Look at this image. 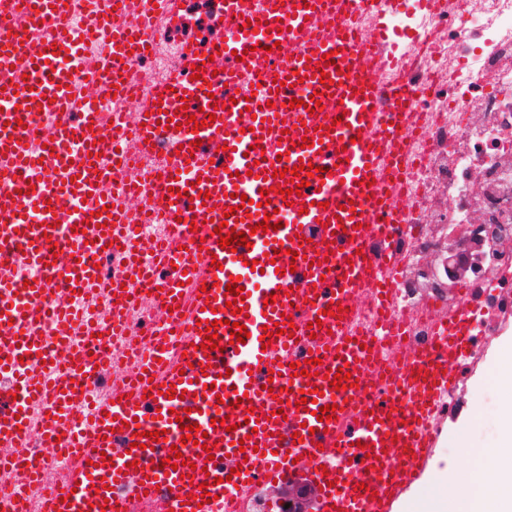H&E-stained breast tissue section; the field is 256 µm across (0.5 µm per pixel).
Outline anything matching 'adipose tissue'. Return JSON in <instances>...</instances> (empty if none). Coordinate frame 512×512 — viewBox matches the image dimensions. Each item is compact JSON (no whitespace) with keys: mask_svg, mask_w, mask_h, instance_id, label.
Returning a JSON list of instances; mask_svg holds the SVG:
<instances>
[{"mask_svg":"<svg viewBox=\"0 0 512 512\" xmlns=\"http://www.w3.org/2000/svg\"><path fill=\"white\" fill-rule=\"evenodd\" d=\"M502 430L500 462L475 472L448 465L436 477L429 512H512V406L504 412Z\"/></svg>","mask_w":512,"mask_h":512,"instance_id":"1","label":"adipose tissue"}]
</instances>
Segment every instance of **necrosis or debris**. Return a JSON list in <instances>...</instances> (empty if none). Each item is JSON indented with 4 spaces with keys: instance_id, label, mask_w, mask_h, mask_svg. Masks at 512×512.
<instances>
[{
    "instance_id": "obj_1",
    "label": "necrosis or debris",
    "mask_w": 512,
    "mask_h": 512,
    "mask_svg": "<svg viewBox=\"0 0 512 512\" xmlns=\"http://www.w3.org/2000/svg\"><path fill=\"white\" fill-rule=\"evenodd\" d=\"M181 9L157 18L149 57L133 58L125 75L141 98L152 95L158 82L173 76L185 55L233 38L235 31L217 18L220 0H181ZM375 12L387 20L386 51L370 71L379 85L408 79L421 89L417 101L403 118L397 160L402 177L383 184L386 202L406 213L408 222L398 244L395 268H382L394 282L390 312L405 326L403 340L379 334L372 288H364L366 303L356 309L352 331L373 342L367 388H382L380 374L396 351L411 355L432 344L437 322L467 305L470 314V349L458 359L463 369L477 366L488 349L489 337L512 327V0H374ZM129 103L115 99L99 104L104 120L116 121L128 131L127 148L133 157L117 187L141 188L140 209L133 217V245L143 259L169 238L172 229L164 203L148 188L165 156L141 158L132 131L136 115ZM495 226L496 239L481 250L470 247L471 238L484 226ZM467 253L470 275L452 283L443 266L432 259L447 256L449 245ZM78 318L66 341L57 343L55 368L45 369L34 359L20 370L44 378L49 387L71 388L73 398L62 411L69 428L90 430L92 406L125 391L151 346L150 331L160 325L159 312L147 293L124 309L122 333L101 342L89 328L107 322L116 304L111 295L89 290L72 295ZM105 355L112 371L92 382L70 381L66 367L75 350ZM0 451L13 462L0 469V512H49L43 498H22L19 487L33 465H41L47 483L63 481L73 461L52 456L36 437L0 439Z\"/></svg>"
}]
</instances>
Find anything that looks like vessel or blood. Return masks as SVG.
Returning a JSON list of instances; mask_svg holds the SVG:
<instances>
[{"label": "vessel or blood", "instance_id": "b4317fda", "mask_svg": "<svg viewBox=\"0 0 512 512\" xmlns=\"http://www.w3.org/2000/svg\"><path fill=\"white\" fill-rule=\"evenodd\" d=\"M73 0H0V176L21 170H52L51 178L35 181L25 199L0 192V250L22 243L28 260L41 267L40 278L28 283L0 275V358L17 352L51 360V347L36 330L45 319L66 328L71 312L53 301L52 276L58 242H66L69 288H92L100 283L96 264L103 249L129 228L127 204L136 198L129 189L124 198L110 196L112 171L105 154L121 151L125 132L102 138L98 115L82 111L73 119L70 80L57 70L55 47L65 54L79 53V39L67 18ZM225 24L237 27L233 41L222 44V65L204 62L188 53L179 73L158 83L160 105L138 106L137 136L165 149L170 162L156 194L167 197L165 218L174 228L171 243L158 250L161 262L175 265L176 273L154 282L153 290L164 318L178 337V355L169 342L153 343L151 358L131 379L132 394L101 404L91 439L68 437L65 426L43 428L48 441L76 449L72 478L57 485L29 482L55 512H131V505L163 498L166 512H222L224 487L208 486L212 502L196 506L205 476L222 477L225 459L239 471L232 485L243 488L281 478L296 462L306 463L323 487L319 512H391V502L404 484L419 472L429 446L428 418L440 390L449 388V360L465 353L471 342L466 313L443 324L437 345L428 352L402 358L389 375L391 389L365 400L363 388L337 391L329 380L336 372L361 377L369 356L359 338L343 331L344 317L326 315V308L349 306L352 294L375 269L390 258L392 240L402 216L386 204L374 179L384 173V148L396 135L400 111L407 105L403 83L376 86L363 62L380 54L382 35L357 40L344 14L329 11V0H264L255 10L253 0H222ZM177 0H96L92 29L112 32V55L106 67L88 70V83L97 93H127L122 77L129 57L145 54L155 8L170 9ZM316 12L326 29L314 38L303 20ZM292 20L289 33L278 30L282 16ZM289 40L287 60L273 68L283 83L269 93L270 103L247 99L240 87L251 75L255 50ZM244 61H237L236 53ZM333 53L325 64L324 53ZM199 80H192V73ZM223 95L209 97L211 85ZM321 92L323 106L308 110L290 107L291 99L308 100ZM187 109H180V102ZM47 111L56 119L52 140L42 153L28 147L23 118ZM203 121L193 129V120ZM179 127L173 140H163L165 129ZM308 146H301V139ZM218 142L225 153L213 158L208 150ZM129 164V156L120 158ZM303 164L301 173L292 167ZM323 169L310 176L308 166ZM285 177H277V170ZM309 179L300 187V179ZM297 188L301 195L286 206L281 190ZM247 195L243 209L235 198ZM79 196L90 207L65 216L54 205L59 198ZM279 209L283 224L262 234L253 227L266 208ZM228 223L249 233L251 247L220 248L214 229ZM305 243L298 257H290L293 242ZM257 268H250V260ZM239 278L244 297L238 314L225 302L226 286ZM273 304H266V297ZM245 324V342H232L227 318ZM320 320L319 335L332 340L314 347L313 357L323 365L315 377L302 376L304 362L290 349L296 337L306 335L307 324ZM218 321L220 347L205 350L204 321ZM290 324L264 346L265 327ZM13 331H6V324ZM20 402L0 412V433L10 435L28 426L30 403L43 399L44 382L19 375ZM310 399L309 410L297 409L300 398ZM336 405L329 423L315 416L319 407ZM254 420H247V413ZM230 419L235 431H226L221 419ZM197 424L192 444L182 445V425ZM119 430L122 442L113 446L109 434ZM159 432L136 447L140 432ZM181 448L184 465L162 466L171 445ZM334 486H327V479Z\"/></svg>", "mask_w": 512, "mask_h": 512}]
</instances>
